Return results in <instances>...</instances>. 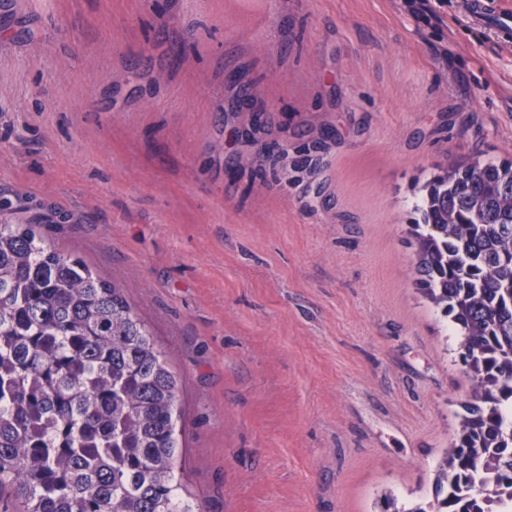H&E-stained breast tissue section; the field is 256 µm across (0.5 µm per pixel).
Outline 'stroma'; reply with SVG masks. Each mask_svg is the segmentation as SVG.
Segmentation results:
<instances>
[{"label": "stroma", "instance_id": "obj_1", "mask_svg": "<svg viewBox=\"0 0 512 512\" xmlns=\"http://www.w3.org/2000/svg\"><path fill=\"white\" fill-rule=\"evenodd\" d=\"M14 0L0 201L113 283L179 379L203 512L432 492L470 382L409 222L512 160V43L462 0ZM237 73L252 93L228 112Z\"/></svg>", "mask_w": 512, "mask_h": 512}]
</instances>
